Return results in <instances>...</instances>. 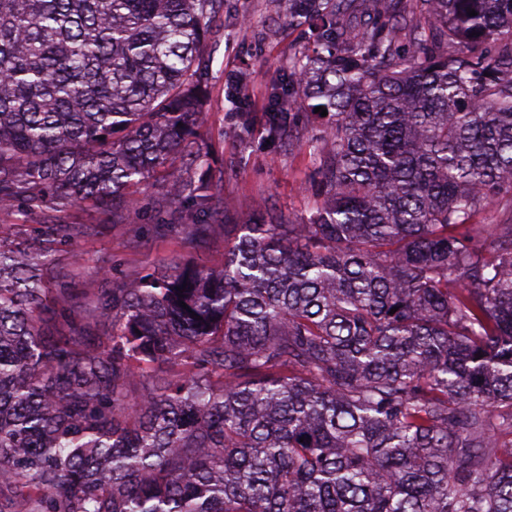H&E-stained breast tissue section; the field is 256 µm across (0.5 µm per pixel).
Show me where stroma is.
<instances>
[{
    "instance_id": "stroma-1",
    "label": "stroma",
    "mask_w": 512,
    "mask_h": 512,
    "mask_svg": "<svg viewBox=\"0 0 512 512\" xmlns=\"http://www.w3.org/2000/svg\"><path fill=\"white\" fill-rule=\"evenodd\" d=\"M210 54V95L201 127L202 139L211 153L207 173L218 185L229 216L228 225H213L205 252L189 245L182 231L161 236L156 226L163 218L156 205L166 197L170 173L179 165L147 180L135 197L140 217L113 223L100 211L72 209L59 214L61 224H91L92 234L77 239L67 250L76 256L72 285L78 291L96 290L102 282L93 274L98 260L111 258L115 278H136L167 260H203L217 267L224 261V240L232 225L273 206L284 213H304L311 205L317 180V158L310 143L320 137L324 118L299 109L291 121L302 131L303 148L269 141L265 129L268 97L275 85L288 78L290 59L306 47L299 31L290 29L271 0H224L213 23ZM247 75V95L241 107L227 101V87L239 75ZM253 116L242 136H232L239 112Z\"/></svg>"
}]
</instances>
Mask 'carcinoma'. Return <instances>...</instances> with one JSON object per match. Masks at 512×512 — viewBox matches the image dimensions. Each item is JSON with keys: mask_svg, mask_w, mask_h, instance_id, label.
<instances>
[{"mask_svg": "<svg viewBox=\"0 0 512 512\" xmlns=\"http://www.w3.org/2000/svg\"><path fill=\"white\" fill-rule=\"evenodd\" d=\"M222 2L0 0V210L132 220L178 158L208 221L157 233L204 247ZM273 3L312 48L268 137L331 117L308 214L81 296L91 225L0 240V512H512V0ZM284 112H298L291 115V123L298 125L302 130L303 140L315 141L321 135V131L326 124V118H321L310 113V110L303 107L288 108L285 105Z\"/></svg>", "mask_w": 512, "mask_h": 512, "instance_id": "obj_1", "label": "carcinoma"}]
</instances>
